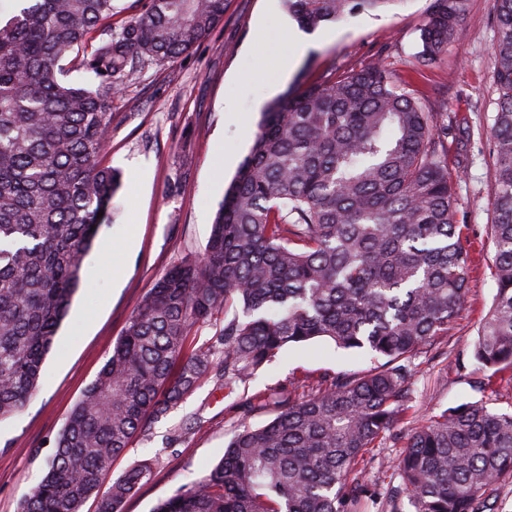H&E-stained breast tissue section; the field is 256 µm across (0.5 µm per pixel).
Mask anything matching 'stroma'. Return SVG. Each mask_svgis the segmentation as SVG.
Masks as SVG:
<instances>
[{
	"instance_id": "obj_1",
	"label": "stroma",
	"mask_w": 512,
	"mask_h": 512,
	"mask_svg": "<svg viewBox=\"0 0 512 512\" xmlns=\"http://www.w3.org/2000/svg\"><path fill=\"white\" fill-rule=\"evenodd\" d=\"M429 6V0H403L387 12L305 32L281 0H224L223 19L189 52L172 64L146 63L129 77L112 100V139L104 157L121 175L110 220L83 260L81 287L45 359L35 396L19 414L0 422V512H17L42 476L43 454L53 448L147 291L172 266L203 255L218 204L252 147L267 104L287 89L333 70L360 68L374 57L425 111L457 117L460 129L444 148L449 166L469 161L456 189V209L473 269L444 344L412 363L406 412L365 453V478L389 496L400 479L387 461L402 453L414 428L441 410L477 402L512 411V368L494 374L472 358L477 330L496 293L487 206L494 179L482 154L495 111V2L470 0L456 40L424 66L417 61L419 28ZM288 55L295 62L284 73L280 61ZM371 365L367 355L320 340L283 351L233 393L201 383L114 461L116 476L135 461H159L123 512H153L178 487L203 479L242 422L258 426L275 417L269 401L274 393L306 396L324 375L362 372ZM259 395L266 405L242 416L241 398Z\"/></svg>"
}]
</instances>
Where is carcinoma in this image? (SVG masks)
<instances>
[{"instance_id":"cac0c4a2","label":"carcinoma","mask_w":512,"mask_h":512,"mask_svg":"<svg viewBox=\"0 0 512 512\" xmlns=\"http://www.w3.org/2000/svg\"><path fill=\"white\" fill-rule=\"evenodd\" d=\"M0 24V422L38 388L81 283L83 260L120 185L103 164L112 96L147 61L173 62L224 16V0H145L117 27L116 0H23ZM403 0H282L307 31ZM469 0H430L418 59L459 33ZM496 112L487 162L496 293L473 358L512 368V0H496ZM94 84L69 79L72 69ZM453 128L400 88L377 59L275 98L219 204L205 253L171 267L131 315L46 457L18 512H121L157 460L133 463L101 492L136 435L210 379L231 389L290 346L328 340L371 356L313 396L277 399L267 424H243L203 479L153 512H362L365 452L410 399L417 354L448 336L470 260L442 139ZM102 217H97L98 212ZM224 312L205 347L192 328ZM410 512H487L512 476V413L465 403L415 428L391 463Z\"/></svg>"}]
</instances>
